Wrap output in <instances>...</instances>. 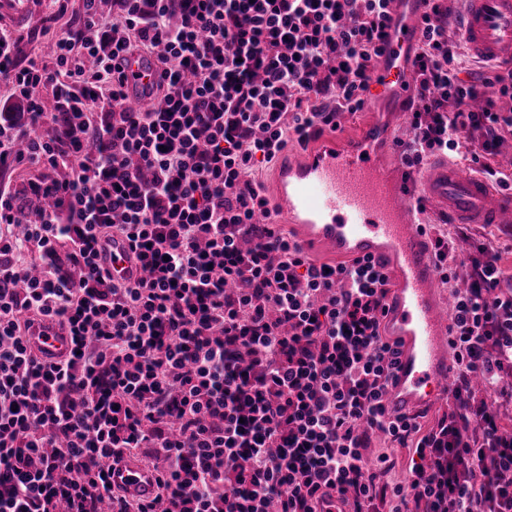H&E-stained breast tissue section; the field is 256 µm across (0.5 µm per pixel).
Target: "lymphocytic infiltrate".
Returning <instances> with one entry per match:
<instances>
[{
	"instance_id": "obj_1",
	"label": "lymphocytic infiltrate",
	"mask_w": 512,
	"mask_h": 512,
	"mask_svg": "<svg viewBox=\"0 0 512 512\" xmlns=\"http://www.w3.org/2000/svg\"><path fill=\"white\" fill-rule=\"evenodd\" d=\"M73 25L48 7L54 65L19 60L0 28V83L27 102L0 116V512H512V433L471 387L512 399V275L477 246L467 257L431 235L441 281L460 262L454 399L430 426L391 415L397 365L383 323V261L310 258L257 175L289 144L337 130L367 101L389 0H83ZM410 71L409 172L471 146L477 174L512 135V69L476 80L446 0H425ZM161 71L149 102L124 93L128 55ZM70 101L57 127L44 104ZM30 141L23 160L14 140ZM48 201L39 223L23 198ZM129 245L125 278L102 243ZM52 323L70 337L59 361L29 338ZM413 449L390 485L376 440ZM141 458L148 500L115 489L106 460Z\"/></svg>"
}]
</instances>
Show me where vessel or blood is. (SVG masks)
Segmentation results:
<instances>
[{
  "label": "vessel or blood",
  "instance_id": "vessel-or-blood-1",
  "mask_svg": "<svg viewBox=\"0 0 512 512\" xmlns=\"http://www.w3.org/2000/svg\"><path fill=\"white\" fill-rule=\"evenodd\" d=\"M456 24L470 53L512 66V0H463ZM424 0H391L388 38L374 63L372 92L389 84L401 124H408L412 88L398 84L409 67L411 47L421 35ZM130 104L146 99L159 75L153 57L135 55L125 65ZM397 132L381 117L369 119L353 139L319 141L315 147L282 151L268 183L270 203L304 250L336 258H382L395 269L384 317L388 336L399 343L390 414L415 413L452 400L455 366L449 354L450 305L441 297L438 270L419 209L447 213L457 224L512 226V192L495 191L476 174L448 161L428 164L419 184L388 174L385 152L395 150ZM46 359L64 356L69 340L58 328L33 337ZM113 486L146 498L155 490L152 471L131 460L112 464Z\"/></svg>",
  "mask_w": 512,
  "mask_h": 512
}]
</instances>
